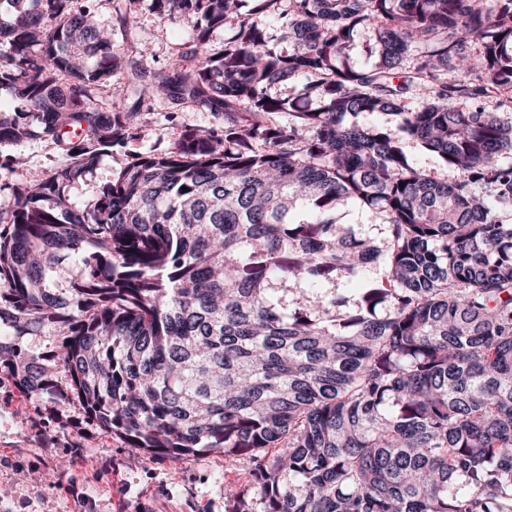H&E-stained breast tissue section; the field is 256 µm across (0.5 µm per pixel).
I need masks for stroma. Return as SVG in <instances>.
Wrapping results in <instances>:
<instances>
[{
  "label": "stroma",
  "mask_w": 512,
  "mask_h": 512,
  "mask_svg": "<svg viewBox=\"0 0 512 512\" xmlns=\"http://www.w3.org/2000/svg\"><path fill=\"white\" fill-rule=\"evenodd\" d=\"M193 25V19L170 20L143 6L123 47L161 69L186 50ZM140 121L144 137L102 156L94 175L74 189L76 204L93 200L136 155L165 149L184 128L213 127L215 117L186 104L174 118L144 112ZM31 131L22 142L0 144V156L21 157L26 168L52 175L61 151L39 122ZM56 380L58 395L27 394L0 368V512H225L226 491L243 482L247 462L229 472L220 448L199 449L173 464L128 447L121 436L89 422L77 402L61 403L70 390L65 370Z\"/></svg>",
  "instance_id": "obj_1"
}]
</instances>
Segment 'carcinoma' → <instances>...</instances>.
<instances>
[{
	"label": "carcinoma",
	"mask_w": 512,
	"mask_h": 512,
	"mask_svg": "<svg viewBox=\"0 0 512 512\" xmlns=\"http://www.w3.org/2000/svg\"><path fill=\"white\" fill-rule=\"evenodd\" d=\"M149 2L196 19L192 69L126 59L96 0H7L0 85L22 108L0 107V143L36 119L64 161L0 197V367L45 395L65 368L131 448L248 460L233 512H512V122L477 107L512 103V0ZM359 31L367 65L348 55ZM299 81L307 107L270 93ZM183 104L224 128L72 201L141 138L139 113ZM348 202L384 246L336 222ZM373 263L384 278L352 306L320 287ZM45 326V350L24 346ZM407 150L415 157L416 161L420 166L435 172L436 176L445 177L448 176V180L453 179L454 173L444 168L439 164L435 156L424 152L415 143H407Z\"/></svg>",
	"instance_id": "obj_1"
}]
</instances>
